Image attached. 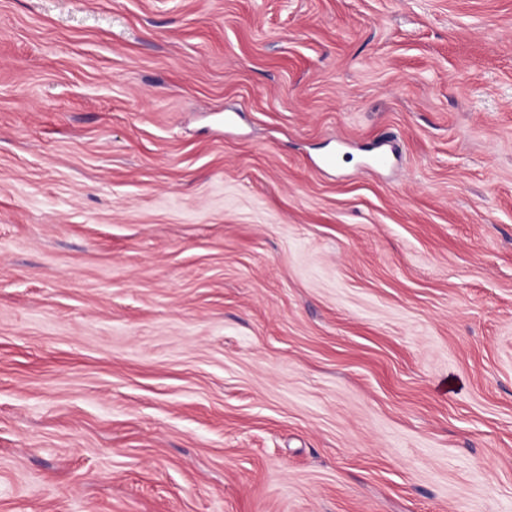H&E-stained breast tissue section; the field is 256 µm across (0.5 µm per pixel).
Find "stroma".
Returning <instances> with one entry per match:
<instances>
[{"instance_id": "1", "label": "stroma", "mask_w": 512, "mask_h": 512, "mask_svg": "<svg viewBox=\"0 0 512 512\" xmlns=\"http://www.w3.org/2000/svg\"><path fill=\"white\" fill-rule=\"evenodd\" d=\"M0 512H512V0H0Z\"/></svg>"}]
</instances>
